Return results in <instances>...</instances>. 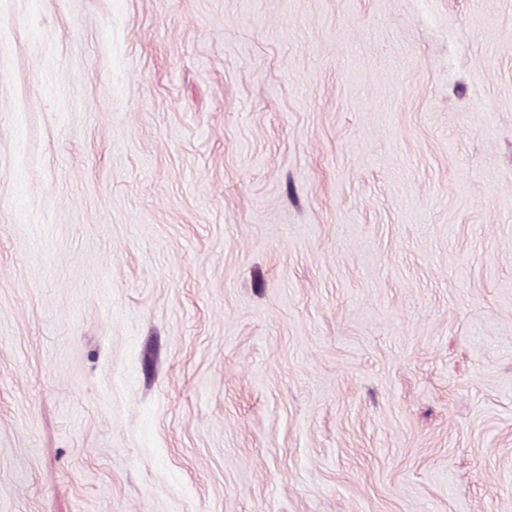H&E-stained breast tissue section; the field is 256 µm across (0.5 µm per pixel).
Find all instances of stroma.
<instances>
[{
  "label": "stroma",
  "mask_w": 512,
  "mask_h": 512,
  "mask_svg": "<svg viewBox=\"0 0 512 512\" xmlns=\"http://www.w3.org/2000/svg\"><path fill=\"white\" fill-rule=\"evenodd\" d=\"M0 512H512V0H0Z\"/></svg>",
  "instance_id": "1"
}]
</instances>
